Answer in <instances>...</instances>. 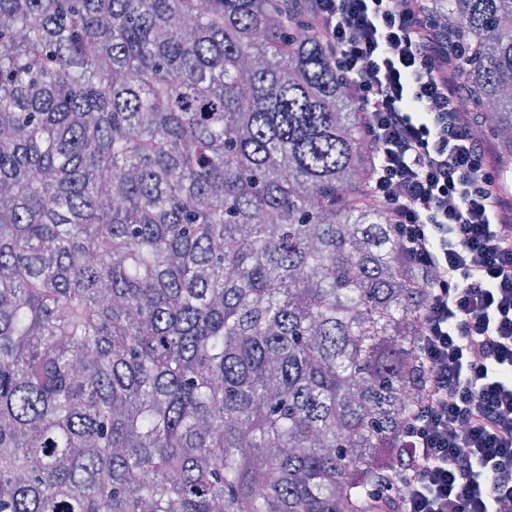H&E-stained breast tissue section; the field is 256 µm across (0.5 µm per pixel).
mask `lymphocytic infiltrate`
Segmentation results:
<instances>
[{
	"label": "lymphocytic infiltrate",
	"instance_id": "lymphocytic-infiltrate-1",
	"mask_svg": "<svg viewBox=\"0 0 512 512\" xmlns=\"http://www.w3.org/2000/svg\"><path fill=\"white\" fill-rule=\"evenodd\" d=\"M376 153L369 184L428 273L425 373L401 434V512H501L512 500V206L424 0H313Z\"/></svg>",
	"mask_w": 512,
	"mask_h": 512
}]
</instances>
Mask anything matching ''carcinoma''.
Listing matches in <instances>:
<instances>
[{"label":"carcinoma","mask_w":512,"mask_h":512,"mask_svg":"<svg viewBox=\"0 0 512 512\" xmlns=\"http://www.w3.org/2000/svg\"><path fill=\"white\" fill-rule=\"evenodd\" d=\"M498 158L512 0H429ZM311 0H0V512H398L424 271Z\"/></svg>","instance_id":"obj_1"}]
</instances>
